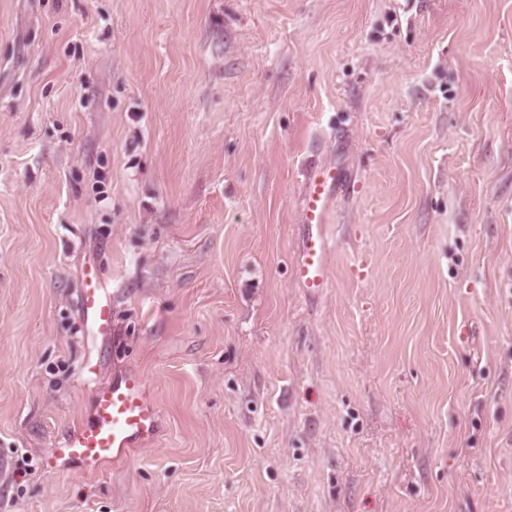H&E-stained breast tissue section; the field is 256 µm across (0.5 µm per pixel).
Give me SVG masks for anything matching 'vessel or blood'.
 <instances>
[{
	"mask_svg": "<svg viewBox=\"0 0 512 512\" xmlns=\"http://www.w3.org/2000/svg\"><path fill=\"white\" fill-rule=\"evenodd\" d=\"M343 183V172L331 163L307 169L304 174L300 222L306 233L299 246L295 275L313 292L328 285L323 227ZM80 310L87 340L108 343L112 338V296L93 261L85 268ZM158 429V410L145 382L140 375L130 373L96 390L88 418L68 434L58 453L94 470L151 440Z\"/></svg>",
	"mask_w": 512,
	"mask_h": 512,
	"instance_id": "b4317fda",
	"label": "vessel or blood"
}]
</instances>
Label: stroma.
Instances as JSON below:
<instances>
[{"mask_svg":"<svg viewBox=\"0 0 512 512\" xmlns=\"http://www.w3.org/2000/svg\"><path fill=\"white\" fill-rule=\"evenodd\" d=\"M128 371L155 438L56 459ZM0 512H512V0H0ZM344 181L343 172L331 163L307 169L304 174L300 224H304L307 231L299 246L295 275L304 288L312 292L328 287L327 243L323 227L328 223L335 197ZM81 328L91 343H108L112 338V295L99 273L98 263L85 268L80 298Z\"/></svg>","mask_w":512,"mask_h":512,"instance_id":"stroma-1","label":"stroma"}]
</instances>
